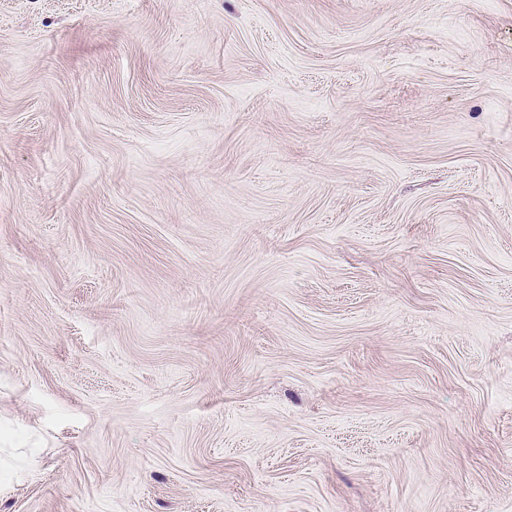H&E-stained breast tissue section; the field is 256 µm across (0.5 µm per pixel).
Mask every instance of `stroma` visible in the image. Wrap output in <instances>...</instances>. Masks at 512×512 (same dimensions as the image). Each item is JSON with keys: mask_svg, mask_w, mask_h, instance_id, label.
<instances>
[{"mask_svg": "<svg viewBox=\"0 0 512 512\" xmlns=\"http://www.w3.org/2000/svg\"><path fill=\"white\" fill-rule=\"evenodd\" d=\"M0 512H512V0H0Z\"/></svg>", "mask_w": 512, "mask_h": 512, "instance_id": "stroma-1", "label": "stroma"}]
</instances>
